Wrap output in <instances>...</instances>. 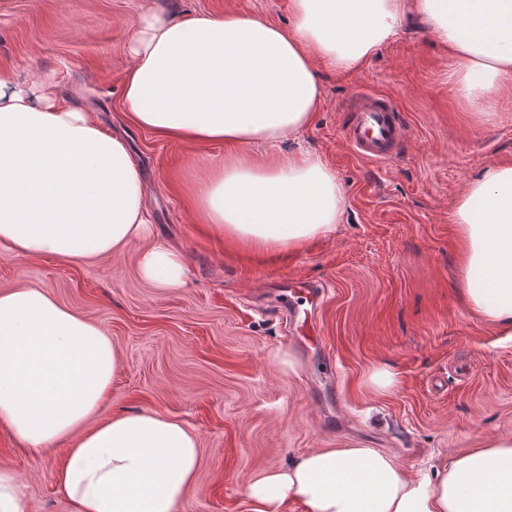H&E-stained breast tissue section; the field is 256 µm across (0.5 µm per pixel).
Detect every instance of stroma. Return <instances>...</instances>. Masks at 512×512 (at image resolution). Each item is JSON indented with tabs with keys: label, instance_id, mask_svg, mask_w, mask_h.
<instances>
[{
	"label": "stroma",
	"instance_id": "35a3bbf8",
	"mask_svg": "<svg viewBox=\"0 0 512 512\" xmlns=\"http://www.w3.org/2000/svg\"><path fill=\"white\" fill-rule=\"evenodd\" d=\"M145 12L291 24L290 0H0V68L42 79L49 96L127 142L155 238L182 253L186 284L142 280L138 242L104 260L1 251L0 292L45 289L105 330L118 366L101 416L159 412L198 434L197 476L178 512H246L251 478L316 448L356 443L429 473L512 435V338L471 313L452 224L467 185L512 164V88L484 103L459 99L447 54L414 16L363 68L319 66L314 120L277 152L326 163L343 221L299 248L262 253L196 216L191 190L224 145L163 139L125 117L129 46ZM360 87L393 95L409 122L391 162L363 161L341 138L342 109ZM289 277L323 289L311 310L316 339L290 334L278 310L274 291ZM284 352L295 362L286 372L275 360ZM383 365L399 380L388 393L368 383ZM64 462L63 445L34 457L0 426V469L26 484L30 512H71L55 485Z\"/></svg>",
	"mask_w": 512,
	"mask_h": 512
}]
</instances>
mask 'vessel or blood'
Instances as JSON below:
<instances>
[{"mask_svg":"<svg viewBox=\"0 0 512 512\" xmlns=\"http://www.w3.org/2000/svg\"><path fill=\"white\" fill-rule=\"evenodd\" d=\"M342 136L355 157L372 163L392 160L407 124L395 99L368 88L356 90L347 106Z\"/></svg>","mask_w":512,"mask_h":512,"instance_id":"obj_1","label":"vessel or blood"}]
</instances>
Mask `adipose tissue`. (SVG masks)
<instances>
[{
  "mask_svg": "<svg viewBox=\"0 0 512 512\" xmlns=\"http://www.w3.org/2000/svg\"><path fill=\"white\" fill-rule=\"evenodd\" d=\"M411 13L447 51L462 98L490 100L512 86V0H291L287 29L240 13L142 14L126 110L159 135L228 145L193 191L202 223L259 251L300 246L341 223V188L319 156L268 151L311 124L322 99L318 64L363 67ZM453 222L471 312L512 330V166L472 181ZM152 236L126 142L0 69V249L104 259L146 240L141 277L181 287L180 254ZM116 367L106 332L49 292L0 293V425L35 457L67 443L55 483L71 512H177L196 479L197 438L157 412L91 423ZM244 496L249 512H512V436L469 449L430 478L385 451L318 448L259 475Z\"/></svg>",
  "mask_w": 512,
  "mask_h": 512,
  "instance_id": "1",
  "label": "adipose tissue"
}]
</instances>
